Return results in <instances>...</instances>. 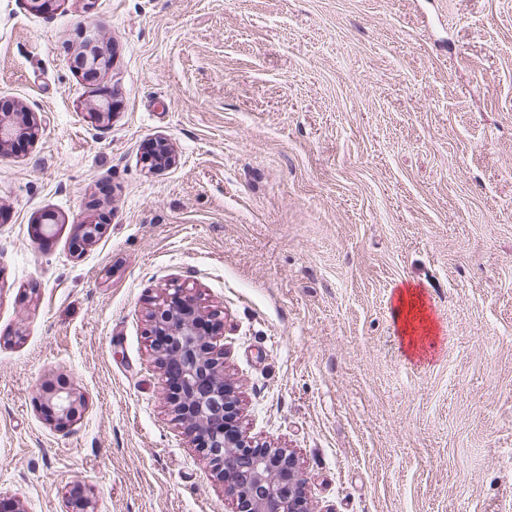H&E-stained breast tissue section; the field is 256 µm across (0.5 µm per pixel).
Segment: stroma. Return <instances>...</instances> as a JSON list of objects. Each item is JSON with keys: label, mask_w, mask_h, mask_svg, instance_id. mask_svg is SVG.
Segmentation results:
<instances>
[{"label": "stroma", "mask_w": 512, "mask_h": 512, "mask_svg": "<svg viewBox=\"0 0 512 512\" xmlns=\"http://www.w3.org/2000/svg\"><path fill=\"white\" fill-rule=\"evenodd\" d=\"M1 102L42 130L0 154V496L232 512L150 348L181 287L314 512H512V0H0ZM64 380L85 407L60 429L35 396ZM89 46H95L94 49L89 53L88 52L82 56L81 59V69L86 71V79L90 82L94 81L99 74L105 70L110 65V59L107 55L100 49V46L97 44H93L88 42ZM394 320L399 326L408 349L416 352L423 349L424 342L433 333V322L426 314L422 294L412 288L400 289L394 306Z\"/></svg>", "instance_id": "35a3bbf8"}]
</instances>
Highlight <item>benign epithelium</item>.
Segmentation results:
<instances>
[{
    "label": "benign epithelium",
    "mask_w": 512,
    "mask_h": 512,
    "mask_svg": "<svg viewBox=\"0 0 512 512\" xmlns=\"http://www.w3.org/2000/svg\"><path fill=\"white\" fill-rule=\"evenodd\" d=\"M109 65V57L98 45L81 59L90 82ZM87 112L92 123L103 124L112 117V104L103 97L90 104ZM38 131L26 108L0 106V154L17 138L36 139ZM103 224L102 218L77 225L79 238L85 243L95 241ZM149 318L155 332L165 336L164 343L155 345V353L165 374L174 375L177 383V395L169 397V403L213 463L233 502V512H312L294 451L244 434L236 383L224 373L223 356L215 351L211 336L200 329L204 310L196 299L176 291L156 303ZM37 399L60 428L70 426L84 405L69 383L45 385ZM70 504V512H94L92 499L79 486L70 491Z\"/></svg>",
    "instance_id": "obj_1"
}]
</instances>
